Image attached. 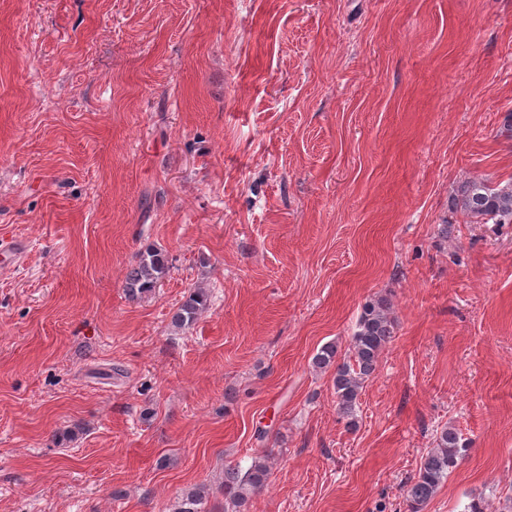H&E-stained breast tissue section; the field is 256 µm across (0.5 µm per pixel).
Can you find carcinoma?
Listing matches in <instances>:
<instances>
[{"instance_id":"obj_1","label":"carcinoma","mask_w":512,"mask_h":512,"mask_svg":"<svg viewBox=\"0 0 512 512\" xmlns=\"http://www.w3.org/2000/svg\"><path fill=\"white\" fill-rule=\"evenodd\" d=\"M457 206L467 216L483 224H512V184L496 187L482 180L461 185ZM170 265L160 250H150L135 257L125 278V288L132 296L148 293L167 276ZM207 294L195 288L178 306L171 324L182 329L193 324L206 308ZM395 336V321L383 299L369 300L358 318L356 329L344 355L333 344L322 346L312 357L318 370H334L333 387L337 414L356 426L358 398L366 380L377 367L379 357ZM469 443L453 428H444L436 436L435 446L422 456L416 473L404 490L406 512H423L442 483L467 455ZM269 476L265 461L258 458L246 469L229 467L224 471V497L234 508L245 505L249 497L260 492ZM205 499L200 489L184 493L174 512H204Z\"/></svg>"}]
</instances>
